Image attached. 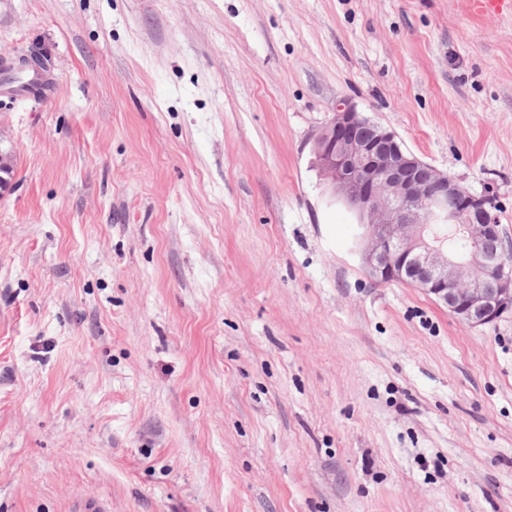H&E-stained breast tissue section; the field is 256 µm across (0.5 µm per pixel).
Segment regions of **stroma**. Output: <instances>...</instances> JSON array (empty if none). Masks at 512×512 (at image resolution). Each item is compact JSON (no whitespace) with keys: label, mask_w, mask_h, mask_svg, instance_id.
Returning <instances> with one entry per match:
<instances>
[{"label":"stroma","mask_w":512,"mask_h":512,"mask_svg":"<svg viewBox=\"0 0 512 512\" xmlns=\"http://www.w3.org/2000/svg\"><path fill=\"white\" fill-rule=\"evenodd\" d=\"M0 512H512V310L378 283L310 137L346 99L492 194L512 12L0 0Z\"/></svg>","instance_id":"35a3bbf8"}]
</instances>
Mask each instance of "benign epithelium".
<instances>
[{
    "instance_id": "1",
    "label": "benign epithelium",
    "mask_w": 512,
    "mask_h": 512,
    "mask_svg": "<svg viewBox=\"0 0 512 512\" xmlns=\"http://www.w3.org/2000/svg\"><path fill=\"white\" fill-rule=\"evenodd\" d=\"M310 142L332 193L364 229L362 254L372 279L418 288L473 328L512 309V247H483L502 239L490 196L436 170L344 99ZM13 172V155L0 150V193L11 188ZM450 212L465 218L461 231L470 247L464 253L450 250L447 237L428 225Z\"/></svg>"
}]
</instances>
